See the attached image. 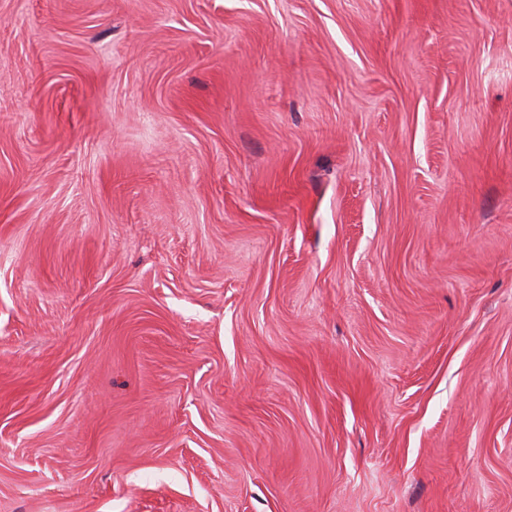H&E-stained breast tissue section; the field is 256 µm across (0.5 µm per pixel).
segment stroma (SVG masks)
<instances>
[{
  "label": "stroma",
  "mask_w": 512,
  "mask_h": 512,
  "mask_svg": "<svg viewBox=\"0 0 512 512\" xmlns=\"http://www.w3.org/2000/svg\"><path fill=\"white\" fill-rule=\"evenodd\" d=\"M0 512H512V0H0Z\"/></svg>",
  "instance_id": "stroma-1"
}]
</instances>
